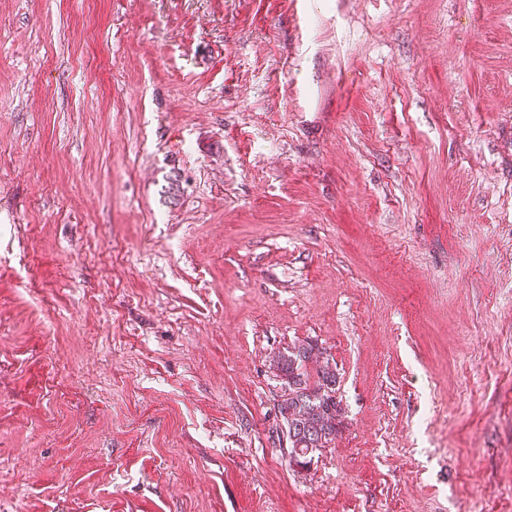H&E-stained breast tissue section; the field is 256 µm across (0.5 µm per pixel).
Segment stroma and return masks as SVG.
<instances>
[{"mask_svg": "<svg viewBox=\"0 0 512 512\" xmlns=\"http://www.w3.org/2000/svg\"><path fill=\"white\" fill-rule=\"evenodd\" d=\"M0 512H512V0H0ZM323 355L316 346L302 343L275 359L274 368L288 387V397L277 408L288 431L290 465L311 463L313 453L333 443L343 422L336 369Z\"/></svg>", "mask_w": 512, "mask_h": 512, "instance_id": "35a3bbf8", "label": "stroma"}]
</instances>
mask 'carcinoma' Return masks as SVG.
Returning <instances> with one entry per match:
<instances>
[{
  "instance_id": "carcinoma-1",
  "label": "carcinoma",
  "mask_w": 512,
  "mask_h": 512,
  "mask_svg": "<svg viewBox=\"0 0 512 512\" xmlns=\"http://www.w3.org/2000/svg\"><path fill=\"white\" fill-rule=\"evenodd\" d=\"M274 368L288 387V397L277 408L288 431L289 464L305 467L313 453L333 443L343 422L336 369L310 343L279 355Z\"/></svg>"
}]
</instances>
